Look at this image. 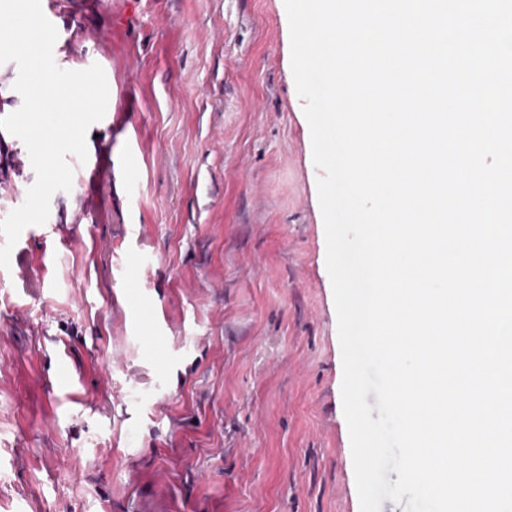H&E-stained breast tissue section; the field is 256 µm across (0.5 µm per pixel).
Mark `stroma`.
Masks as SVG:
<instances>
[{"label": "stroma", "instance_id": "stroma-1", "mask_svg": "<svg viewBox=\"0 0 512 512\" xmlns=\"http://www.w3.org/2000/svg\"><path fill=\"white\" fill-rule=\"evenodd\" d=\"M41 6L109 99L0 282V512H360L284 0Z\"/></svg>", "mask_w": 512, "mask_h": 512}]
</instances>
